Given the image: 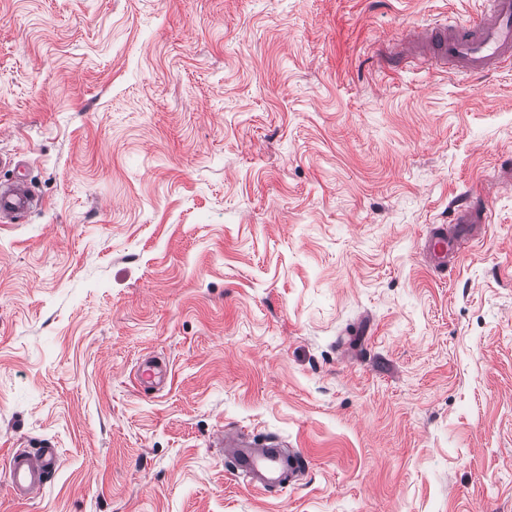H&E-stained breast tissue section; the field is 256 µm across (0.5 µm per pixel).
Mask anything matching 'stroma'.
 <instances>
[{
    "mask_svg": "<svg viewBox=\"0 0 512 512\" xmlns=\"http://www.w3.org/2000/svg\"><path fill=\"white\" fill-rule=\"evenodd\" d=\"M477 7L0 0V152L44 201L0 223V512H512V67L390 60ZM222 431L306 466L255 487ZM454 234L448 233V225L435 226L429 233L427 248L431 259L439 267H444L448 262V254L452 252ZM59 466L60 454L51 445L13 449L7 458L10 488L16 497L27 498L41 491Z\"/></svg>",
    "mask_w": 512,
    "mask_h": 512,
    "instance_id": "stroma-1",
    "label": "stroma"
}]
</instances>
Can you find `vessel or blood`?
<instances>
[{"label": "vessel or blood", "instance_id": "obj_1", "mask_svg": "<svg viewBox=\"0 0 512 512\" xmlns=\"http://www.w3.org/2000/svg\"><path fill=\"white\" fill-rule=\"evenodd\" d=\"M483 14L472 26L448 29L437 24L424 32L410 31L409 39L435 41L434 60L439 66L457 64L469 76L479 77L499 68L503 63L512 64V0H483ZM38 196L27 181L20 176L0 183V222L8 223L39 206ZM454 236L447 225L435 226L427 239L431 259L437 266H445L453 250ZM280 445L274 441L264 444L262 453L247 450L236 452L234 466L251 482L262 476H275ZM60 466V454L51 445L41 444L34 449H13L7 458L10 488L14 495L26 498L41 491Z\"/></svg>", "mask_w": 512, "mask_h": 512}]
</instances>
